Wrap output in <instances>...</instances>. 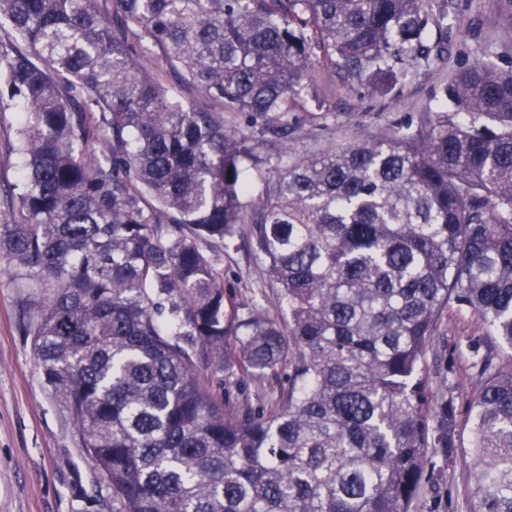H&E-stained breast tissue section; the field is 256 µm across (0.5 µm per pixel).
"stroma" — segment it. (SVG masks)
Listing matches in <instances>:
<instances>
[{
    "mask_svg": "<svg viewBox=\"0 0 512 512\" xmlns=\"http://www.w3.org/2000/svg\"><path fill=\"white\" fill-rule=\"evenodd\" d=\"M455 24L446 35L428 27V42L443 41L444 53L411 66L389 91L374 90L370 72L350 76L324 58H316L311 89L302 106L288 115V135L266 136L262 146L269 164L253 182L264 192L288 164L316 158L357 141L363 134L418 126L439 109L450 78L483 52L500 67H512V7L506 0H445ZM19 112L0 111V213L8 208L10 187L18 184L16 150ZM224 275L227 307L257 304L272 308L266 264L246 239L225 242L215 255ZM30 289L0 264V512H95L88 496L107 498L101 472L86 457L78 433L62 406L47 392L31 337L22 325L33 312ZM473 330L469 316L441 325L426 364L435 372L433 395L455 388L459 412H466L469 378L459 366L461 336ZM288 389V374L254 380L225 375L224 397L231 404L267 407ZM464 462L444 467L429 456L426 478L410 512H465Z\"/></svg>",
    "mask_w": 512,
    "mask_h": 512,
    "instance_id": "1",
    "label": "stroma"
}]
</instances>
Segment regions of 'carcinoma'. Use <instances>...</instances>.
<instances>
[{"mask_svg":"<svg viewBox=\"0 0 512 512\" xmlns=\"http://www.w3.org/2000/svg\"><path fill=\"white\" fill-rule=\"evenodd\" d=\"M431 22L448 29L431 0H0L24 160L0 260L43 296L23 332L110 512H410L429 449L468 459L469 512H512V354H491L512 349V69L474 57L431 124L294 163L256 199L260 143L224 125L287 134L316 50L387 91L442 50ZM151 47L201 103L143 72ZM243 224L283 320L225 309L211 252ZM464 313L466 441L424 367ZM226 364L287 367L288 392L233 407Z\"/></svg>","mask_w":512,"mask_h":512,"instance_id":"cac0c4a2","label":"carcinoma"}]
</instances>
